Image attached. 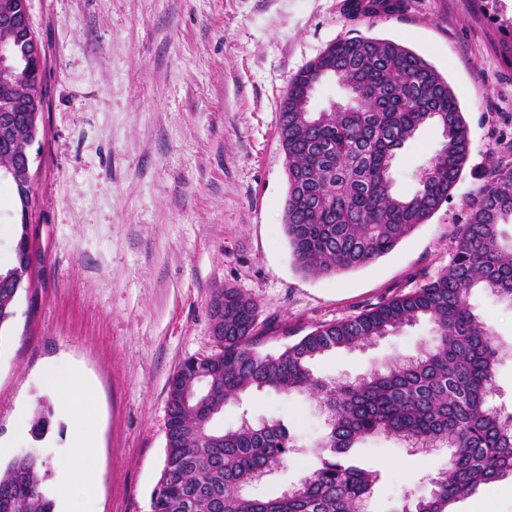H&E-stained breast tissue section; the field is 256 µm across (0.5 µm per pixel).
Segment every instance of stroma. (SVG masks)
<instances>
[{"instance_id":"35a3bbf8","label":"stroma","mask_w":512,"mask_h":512,"mask_svg":"<svg viewBox=\"0 0 512 512\" xmlns=\"http://www.w3.org/2000/svg\"><path fill=\"white\" fill-rule=\"evenodd\" d=\"M392 16L350 19L341 0H31L47 57L32 286L0 334V437L48 463L46 486L77 449L71 426L94 427L93 512H150L165 459L166 384L179 363L215 351L211 304L237 289L258 307L264 351L356 316L445 269L493 170L512 169V0H406ZM398 42L448 81L470 154L452 195L390 253L333 276L296 269L284 233L287 160L276 133L289 78L330 43ZM431 124L397 150L393 189L416 190L442 142ZM469 302L503 349L512 305L484 288ZM422 320L366 347L339 350L314 374L354 379L429 341ZM64 362L95 387L65 410L45 378ZM51 409L43 437L16 438L19 409ZM283 420L298 447L249 492L271 497L317 467L328 431L312 400L243 395L215 419ZM379 471L368 508L396 512L427 492L447 450L413 451L374 436L353 448Z\"/></svg>"}]
</instances>
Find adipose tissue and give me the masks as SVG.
I'll return each instance as SVG.
<instances>
[{"label":"adipose tissue","instance_id":"ef3b65f1","mask_svg":"<svg viewBox=\"0 0 512 512\" xmlns=\"http://www.w3.org/2000/svg\"><path fill=\"white\" fill-rule=\"evenodd\" d=\"M71 438L79 447L76 457L65 459L60 467L54 495L58 502V512H90L77 497L80 489L86 488L95 473L96 440L92 429L72 431Z\"/></svg>","mask_w":512,"mask_h":512}]
</instances>
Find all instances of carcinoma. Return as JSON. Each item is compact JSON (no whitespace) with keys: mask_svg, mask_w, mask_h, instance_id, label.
<instances>
[{"mask_svg":"<svg viewBox=\"0 0 512 512\" xmlns=\"http://www.w3.org/2000/svg\"><path fill=\"white\" fill-rule=\"evenodd\" d=\"M327 73L349 90L352 105L310 112V86ZM2 89L21 96L34 86L0 72ZM429 123L442 127L443 141L419 188L396 194V151ZM277 135L287 157L284 229L296 268L312 275L352 270L392 251L448 202L470 151L447 79L408 47L364 36L333 42L289 79ZM502 224H512V170L494 173L482 190L447 268L352 318L316 327L276 355L259 350L256 304L224 289L219 351L183 359L167 383L165 462L150 512H366L378 475L353 464L349 451L380 434L451 449L429 494L407 490L396 512H451L480 486L512 479V414L491 405L503 350L468 304L478 285L512 304V245L500 241ZM16 298L0 288V331ZM422 318L434 334L411 357L354 380L326 381L310 369L331 351L366 346ZM204 373V398L185 403ZM266 390L315 399L329 433L316 469L276 497L254 498L245 489L294 453L288 428L245 418L221 430L213 421L228 402ZM46 473L36 456L13 458L0 470V512H53Z\"/></svg>","mask_w":512,"mask_h":512,"instance_id":"obj_1","label":"carcinoma"}]
</instances>
